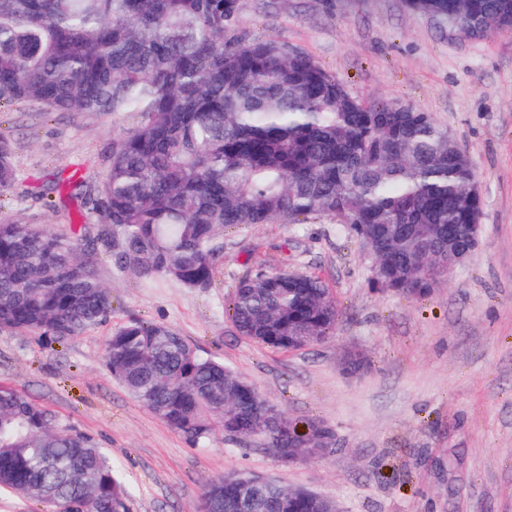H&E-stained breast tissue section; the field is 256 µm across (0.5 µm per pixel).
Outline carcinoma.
I'll return each instance as SVG.
<instances>
[{
    "label": "carcinoma",
    "mask_w": 512,
    "mask_h": 512,
    "mask_svg": "<svg viewBox=\"0 0 512 512\" xmlns=\"http://www.w3.org/2000/svg\"><path fill=\"white\" fill-rule=\"evenodd\" d=\"M410 8L486 36L512 30V0H408ZM241 0H0V101L52 111L135 112L97 186L101 229L58 233L0 220V329L61 341L101 323L112 294L95 251L144 283L205 288L224 232L328 217L373 243L377 290L426 296L457 261L481 198L471 161L428 113L362 101L307 53L239 28ZM0 137V196L16 182ZM238 333L274 350L317 344L339 308L318 279L259 269L236 285ZM106 368L143 407L194 444L265 428L279 458L334 437L269 423L245 378L162 323L131 319L107 339ZM0 487L51 512H128V491L97 442L0 386ZM227 476L204 484L197 512H234ZM248 512H316L274 479L248 491Z\"/></svg>",
    "instance_id": "carcinoma-1"
}]
</instances>
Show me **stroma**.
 Returning a JSON list of instances; mask_svg holds the SVG:
<instances>
[{"label": "stroma", "mask_w": 512, "mask_h": 512, "mask_svg": "<svg viewBox=\"0 0 512 512\" xmlns=\"http://www.w3.org/2000/svg\"><path fill=\"white\" fill-rule=\"evenodd\" d=\"M241 4L251 36L288 42L359 99L411 106L453 133L482 198L478 247L422 299L372 290V253L328 219L225 234L205 288L142 283L102 250L111 313L61 342L0 329V385L92 436L126 481L129 512H196L203 484L241 468L316 492L339 512H512V32L471 38L405 0ZM138 121L0 103L19 174L0 217L58 232L81 215L97 223L86 192L113 140ZM260 268L325 283L340 309L328 339L281 352L236 332L234 287ZM133 318L172 327L291 418L324 422L335 447L288 464L251 440L192 444L105 368L107 337ZM354 354L364 365L346 372Z\"/></svg>", "instance_id": "stroma-1"}]
</instances>
